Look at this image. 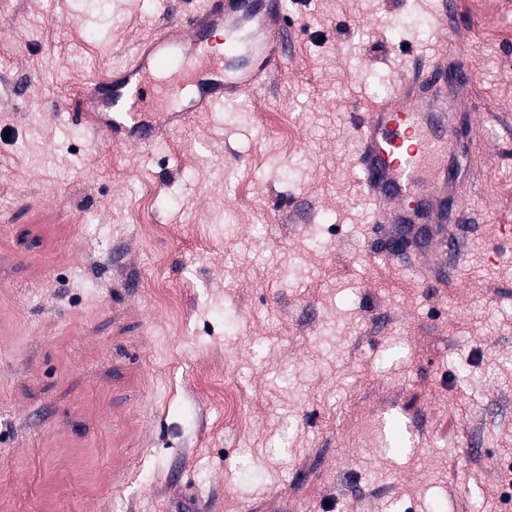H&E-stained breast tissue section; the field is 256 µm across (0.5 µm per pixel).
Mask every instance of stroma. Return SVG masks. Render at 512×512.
Masks as SVG:
<instances>
[{
    "label": "stroma",
    "instance_id": "stroma-1",
    "mask_svg": "<svg viewBox=\"0 0 512 512\" xmlns=\"http://www.w3.org/2000/svg\"><path fill=\"white\" fill-rule=\"evenodd\" d=\"M436 2L288 0L293 70L159 146L80 101L199 0H0V512H512V0H453L463 261L357 184Z\"/></svg>",
    "mask_w": 512,
    "mask_h": 512
}]
</instances>
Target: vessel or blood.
Wrapping results in <instances>:
<instances>
[{
  "instance_id": "1",
  "label": "vessel or blood",
  "mask_w": 512,
  "mask_h": 512,
  "mask_svg": "<svg viewBox=\"0 0 512 512\" xmlns=\"http://www.w3.org/2000/svg\"><path fill=\"white\" fill-rule=\"evenodd\" d=\"M439 50L429 76L401 74L392 95L359 115L357 166L361 187L374 206L373 221L403 228L448 223L452 208H464L455 182L428 181L426 166L444 165L459 154L462 136L446 132L448 108L469 106L471 69L448 44V10L432 14ZM288 11L284 0H205L186 22L167 21L137 46L132 61L114 70L106 87L81 104L98 116L97 130L139 144L154 143L162 131L194 112L239 102L263 87L292 61L288 49ZM224 35V54L208 58L190 76L192 96L178 107L153 111L148 77L181 64L190 48L206 49L215 33ZM413 198L417 204L402 208Z\"/></svg>"
}]
</instances>
